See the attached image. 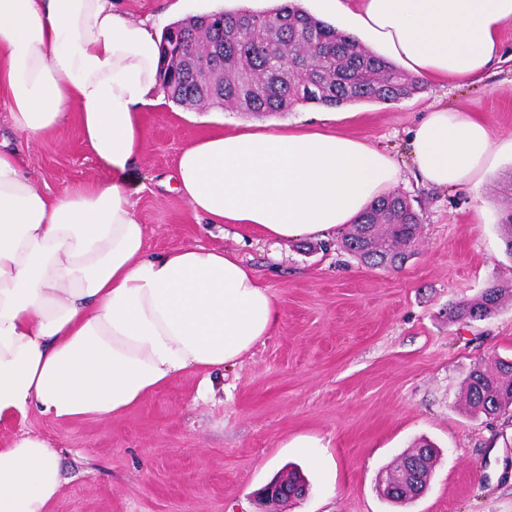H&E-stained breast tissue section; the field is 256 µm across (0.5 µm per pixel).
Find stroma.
I'll return each instance as SVG.
<instances>
[{
    "instance_id": "1",
    "label": "stroma",
    "mask_w": 512,
    "mask_h": 512,
    "mask_svg": "<svg viewBox=\"0 0 512 512\" xmlns=\"http://www.w3.org/2000/svg\"><path fill=\"white\" fill-rule=\"evenodd\" d=\"M118 6L159 30L224 8L222 0ZM439 106L472 113L498 141L512 140L511 26L481 78L429 81L398 102L339 107L330 122L313 105L263 117L272 128L342 131L389 155L401 170L399 191L422 216L412 256L399 268H372L341 252L337 234L275 248L225 239L279 305L275 331L225 370L215 397H199L198 376L185 374L107 420L0 423L1 441L29 430L58 450L64 484L49 512H262L257 492L292 465L308 494L280 512H512V411L474 418L460 401L476 365L512 358V304L485 321L448 320L450 304L477 297L490 282L512 283V256L498 229L506 206L499 180L512 171V157L484 173L480 193L422 187L410 132ZM141 120L133 200L149 252L209 242L166 181L185 146L236 131L249 116L164 98ZM0 137L12 140L43 190L108 179L76 122L28 140L14 132L0 98ZM421 439L439 450L427 490L403 505L388 502L382 481Z\"/></svg>"
}]
</instances>
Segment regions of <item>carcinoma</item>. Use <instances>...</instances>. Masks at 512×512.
Returning <instances> with one entry per match:
<instances>
[{"instance_id": "obj_1", "label": "carcinoma", "mask_w": 512, "mask_h": 512, "mask_svg": "<svg viewBox=\"0 0 512 512\" xmlns=\"http://www.w3.org/2000/svg\"><path fill=\"white\" fill-rule=\"evenodd\" d=\"M171 28L183 35V44L176 48L161 35L160 86L183 106L222 105L269 116L307 104L398 102L423 90L419 79L290 0L265 11L192 16ZM420 224L407 196L394 191L355 219L341 247L373 267H397L410 257ZM498 227L512 256V206ZM508 302L512 286L494 282L479 297L449 307L448 319L484 320ZM462 403L473 414L512 409V359L497 357L474 368Z\"/></svg>"}]
</instances>
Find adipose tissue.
I'll list each match as a JSON object with an SVG mask.
<instances>
[{"label": "adipose tissue", "mask_w": 512, "mask_h": 512, "mask_svg": "<svg viewBox=\"0 0 512 512\" xmlns=\"http://www.w3.org/2000/svg\"><path fill=\"white\" fill-rule=\"evenodd\" d=\"M373 50L424 80L480 76L512 24V0H320ZM160 37L113 0H0V93L16 130L47 137L76 117L109 181L50 194L0 143V420L110 418L181 374L213 377L270 336L281 311L234 251L146 248L128 175L141 111L156 105ZM77 114H69L70 106ZM439 188L481 190L501 146L481 119L437 108L411 137ZM400 179L364 141L325 129L246 124L186 146L176 189L221 236L324 238ZM59 456L41 437L0 444V512H49Z\"/></svg>", "instance_id": "adipose-tissue-1"}]
</instances>
